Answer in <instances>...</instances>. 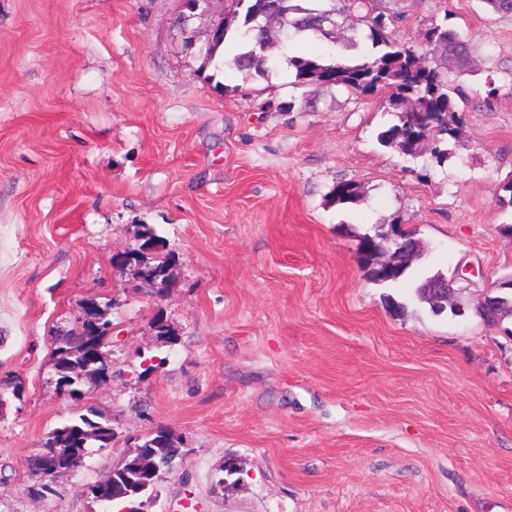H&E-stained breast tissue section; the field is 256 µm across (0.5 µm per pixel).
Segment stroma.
Instances as JSON below:
<instances>
[{
    "mask_svg": "<svg viewBox=\"0 0 512 512\" xmlns=\"http://www.w3.org/2000/svg\"><path fill=\"white\" fill-rule=\"evenodd\" d=\"M224 0H0V512H99L90 488L136 438L183 441L151 512H512V317L475 308L512 278V15L399 0V43L449 20L461 148L437 165L380 145L375 96L257 79L206 57ZM500 89L493 109L486 81ZM305 103L302 112L280 102ZM362 200L329 203L338 181ZM399 224L428 275L474 267L460 313L371 281L360 235ZM148 224L177 260L162 297L112 265ZM112 324L110 379L74 398L53 339L89 297ZM163 312L174 343L151 329ZM112 446L34 495L27 467L87 407ZM243 480L216 489L226 458Z\"/></svg>",
    "mask_w": 512,
    "mask_h": 512,
    "instance_id": "obj_1",
    "label": "stroma"
}]
</instances>
